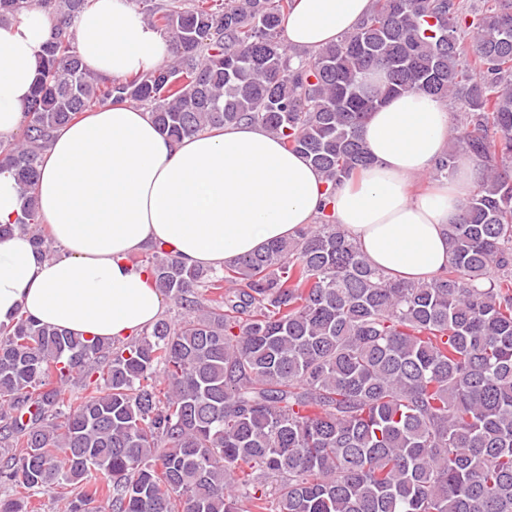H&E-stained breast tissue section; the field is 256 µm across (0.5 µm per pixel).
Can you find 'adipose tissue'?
<instances>
[{
	"label": "adipose tissue",
	"mask_w": 512,
	"mask_h": 512,
	"mask_svg": "<svg viewBox=\"0 0 512 512\" xmlns=\"http://www.w3.org/2000/svg\"><path fill=\"white\" fill-rule=\"evenodd\" d=\"M371 0H294L287 44L316 50L352 32ZM83 66L104 78L159 67L166 38L128 0H95L75 21ZM44 12L0 23V136L24 123ZM445 103L421 92L388 98L362 137L372 164L327 193L319 172L262 125L242 123L172 140L148 110L116 104L61 127L40 171L38 207L61 252L43 256L29 235L0 241V324L21 313L74 335L125 341L158 319L162 293L132 263L155 245L190 266L219 269L291 238L332 213L374 267L427 280L450 262L447 230L483 178L473 162L425 193L411 190L448 142Z\"/></svg>",
	"instance_id": "1"
}]
</instances>
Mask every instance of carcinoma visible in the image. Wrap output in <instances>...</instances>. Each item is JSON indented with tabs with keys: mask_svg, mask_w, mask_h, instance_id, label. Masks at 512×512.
Here are the masks:
<instances>
[{
	"mask_svg": "<svg viewBox=\"0 0 512 512\" xmlns=\"http://www.w3.org/2000/svg\"><path fill=\"white\" fill-rule=\"evenodd\" d=\"M91 0L35 5L50 40L23 135L0 137L39 228L41 157L94 106L148 109L181 139L261 124L333 193L372 163L362 138L386 99L422 91L463 114L434 179L464 158L484 178L448 225L428 281L375 269L326 212L221 271L155 248L141 261L182 310L126 343L21 314L0 326V512L64 486L67 512H512V0H372L338 42L292 62L293 0H130L172 46L146 75L85 70L73 25ZM71 385L80 387L66 394Z\"/></svg>",
	"mask_w": 512,
	"mask_h": 512,
	"instance_id": "carcinoma-1",
	"label": "carcinoma"
}]
</instances>
